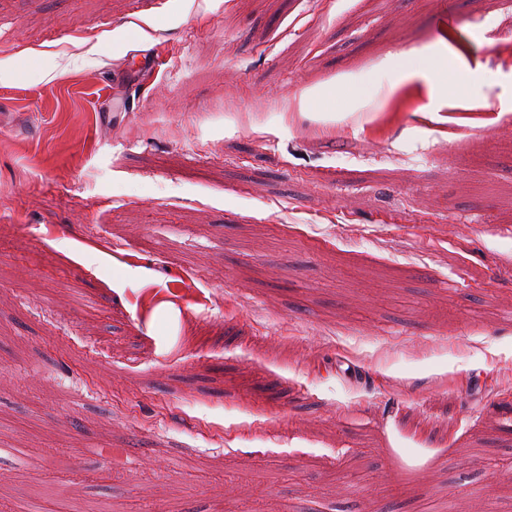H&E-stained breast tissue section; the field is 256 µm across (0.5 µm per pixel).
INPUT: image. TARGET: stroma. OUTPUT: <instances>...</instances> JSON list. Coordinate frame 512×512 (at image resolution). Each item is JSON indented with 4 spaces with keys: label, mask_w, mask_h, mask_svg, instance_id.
<instances>
[{
    "label": "stroma",
    "mask_w": 512,
    "mask_h": 512,
    "mask_svg": "<svg viewBox=\"0 0 512 512\" xmlns=\"http://www.w3.org/2000/svg\"><path fill=\"white\" fill-rule=\"evenodd\" d=\"M1 61L0 512H512V0H0Z\"/></svg>",
    "instance_id": "obj_1"
}]
</instances>
